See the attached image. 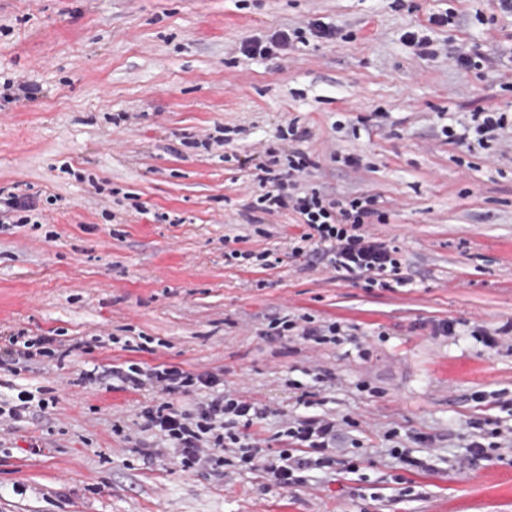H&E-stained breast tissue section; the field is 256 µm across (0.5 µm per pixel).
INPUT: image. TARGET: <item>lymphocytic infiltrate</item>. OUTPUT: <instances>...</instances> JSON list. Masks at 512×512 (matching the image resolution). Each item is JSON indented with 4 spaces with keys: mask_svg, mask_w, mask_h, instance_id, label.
Masks as SVG:
<instances>
[{
    "mask_svg": "<svg viewBox=\"0 0 512 512\" xmlns=\"http://www.w3.org/2000/svg\"><path fill=\"white\" fill-rule=\"evenodd\" d=\"M474 128L460 130L448 127L444 133L449 142L460 143L476 136L479 144L495 139L497 132L512 123L507 113L484 108L475 112ZM309 166L308 161L289 160L286 170L275 173L267 165H259L256 179L267 191L259 199L264 211L288 209L298 214L303 232L301 247L295 255H309L315 262L332 268L343 279L363 282L368 288H394L410 285L401 274L402 259L397 246L368 232V224L383 222L385 215L377 207L375 196H356L343 201L329 198L319 190L304 191L299 184ZM112 379L123 388H150L163 395L162 403L142 411L148 428L173 440L180 462L190 469L206 466L223 458L226 450L249 448L248 462L271 472L283 485L298 483L299 471L312 466L330 464V449L337 446L336 421L321 415L295 419L286 434L293 451L281 452L277 461H269L250 447L246 432L264 415L255 403L225 394L186 410L173 398L188 387L216 386L215 378H199L174 366L146 368L137 362L113 366Z\"/></svg>",
    "mask_w": 512,
    "mask_h": 512,
    "instance_id": "1",
    "label": "lymphocytic infiltrate"
}]
</instances>
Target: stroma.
<instances>
[{"mask_svg":"<svg viewBox=\"0 0 512 512\" xmlns=\"http://www.w3.org/2000/svg\"><path fill=\"white\" fill-rule=\"evenodd\" d=\"M449 9L452 24L429 28ZM313 21L342 38L242 51ZM462 49L484 64L462 67ZM4 80L31 96L0 101V187L37 208L0 231V347L22 330L70 351L0 367V392L57 398L0 418V512H512V451H467L471 419L512 425V335L499 333L512 128L486 148L443 133L480 108L512 111V15L494 0H0ZM269 149L306 154V188L377 197L385 221L370 230L400 246L412 287L367 288L293 255L297 215L256 206ZM233 250L276 264L241 266ZM303 315L344 334L266 337ZM445 320L453 333L434 334ZM127 361L211 374L262 404L249 432L268 457L313 414L336 418L342 449L290 486L235 452L183 470L144 428L157 395L85 378Z\"/></svg>","mask_w":512,"mask_h":512,"instance_id":"obj_1","label":"stroma"}]
</instances>
